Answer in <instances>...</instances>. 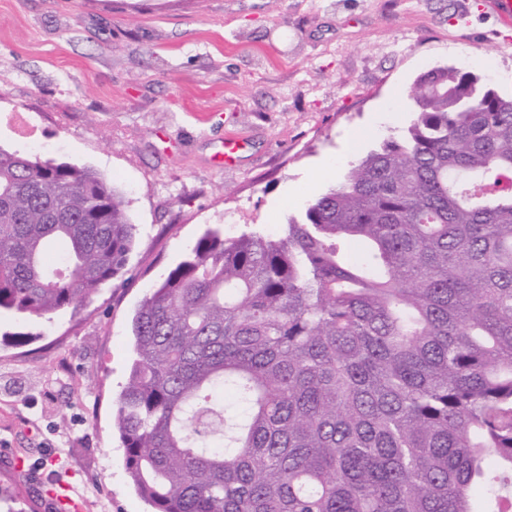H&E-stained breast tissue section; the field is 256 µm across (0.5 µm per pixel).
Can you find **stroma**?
<instances>
[{
	"label": "stroma",
	"mask_w": 512,
	"mask_h": 512,
	"mask_svg": "<svg viewBox=\"0 0 512 512\" xmlns=\"http://www.w3.org/2000/svg\"><path fill=\"white\" fill-rule=\"evenodd\" d=\"M443 66L511 95L512 21L489 0H0V146L94 168L138 227L79 313L0 312V512H152L114 424L142 298L207 230L279 234Z\"/></svg>",
	"instance_id": "obj_1"
}]
</instances>
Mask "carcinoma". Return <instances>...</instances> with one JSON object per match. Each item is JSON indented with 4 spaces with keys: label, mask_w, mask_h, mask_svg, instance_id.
I'll return each instance as SVG.
<instances>
[{
    "label": "carcinoma",
    "mask_w": 512,
    "mask_h": 512,
    "mask_svg": "<svg viewBox=\"0 0 512 512\" xmlns=\"http://www.w3.org/2000/svg\"><path fill=\"white\" fill-rule=\"evenodd\" d=\"M414 100L279 238L208 232L141 301L115 426L155 512H512V95L438 67ZM136 235L92 168L0 147V311L78 312Z\"/></svg>",
    "instance_id": "carcinoma-1"
}]
</instances>
